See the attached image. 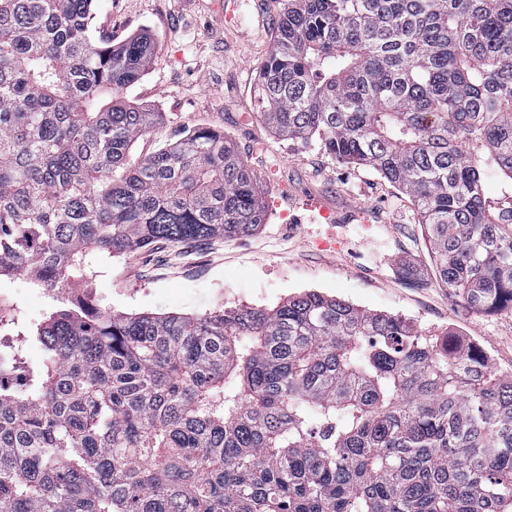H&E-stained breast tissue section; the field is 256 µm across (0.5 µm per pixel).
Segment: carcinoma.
I'll return each mask as SVG.
<instances>
[{"label": "carcinoma", "instance_id": "cac0c4a2", "mask_svg": "<svg viewBox=\"0 0 512 512\" xmlns=\"http://www.w3.org/2000/svg\"><path fill=\"white\" fill-rule=\"evenodd\" d=\"M93 3L0 0V277L59 302L92 253L265 220L220 130L132 158L161 113L118 92L154 41H90ZM255 93L275 134L411 198L452 299L512 310V0H281ZM4 348L0 512H512V379L450 331L308 291L56 306Z\"/></svg>", "mask_w": 512, "mask_h": 512}]
</instances>
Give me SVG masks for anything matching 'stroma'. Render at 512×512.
Instances as JSON below:
<instances>
[{"instance_id": "obj_1", "label": "stroma", "mask_w": 512, "mask_h": 512, "mask_svg": "<svg viewBox=\"0 0 512 512\" xmlns=\"http://www.w3.org/2000/svg\"><path fill=\"white\" fill-rule=\"evenodd\" d=\"M279 8L280 0H97L91 40L145 32L155 42L147 74L122 92L163 115L133 154L217 128L251 169L266 218L249 236L101 260L92 281L74 279L67 297L161 316L273 307L316 290L404 316L426 332L453 330L487 353L497 375L512 376V310H470L436 283L409 197L372 170L338 162L318 141L279 137L263 122L254 90ZM404 262L417 269L419 287L400 278ZM50 305L45 288L29 280H0L5 327L36 324Z\"/></svg>"}]
</instances>
